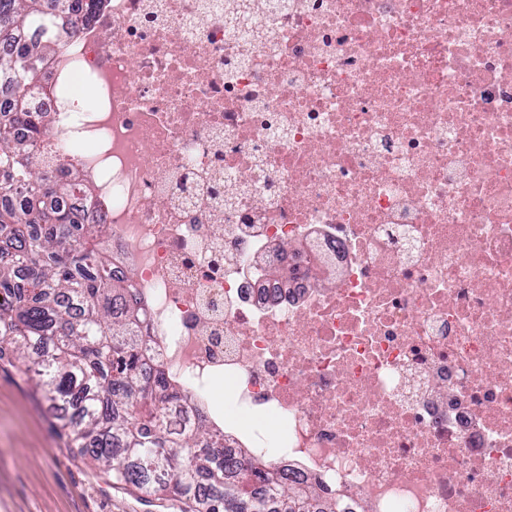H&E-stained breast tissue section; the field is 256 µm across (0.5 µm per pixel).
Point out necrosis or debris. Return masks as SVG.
Segmentation results:
<instances>
[{"mask_svg":"<svg viewBox=\"0 0 512 512\" xmlns=\"http://www.w3.org/2000/svg\"><path fill=\"white\" fill-rule=\"evenodd\" d=\"M40 135L147 373L348 512H512V0H44Z\"/></svg>","mask_w":512,"mask_h":512,"instance_id":"obj_1","label":"necrosis or debris"}]
</instances>
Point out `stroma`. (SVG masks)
<instances>
[{
    "label": "stroma",
    "instance_id": "stroma-1",
    "mask_svg": "<svg viewBox=\"0 0 512 512\" xmlns=\"http://www.w3.org/2000/svg\"><path fill=\"white\" fill-rule=\"evenodd\" d=\"M58 411L13 360H0V512H186L180 498L112 486L56 432Z\"/></svg>",
    "mask_w": 512,
    "mask_h": 512
}]
</instances>
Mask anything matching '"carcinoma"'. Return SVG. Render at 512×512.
I'll return each mask as SVG.
<instances>
[{"mask_svg":"<svg viewBox=\"0 0 512 512\" xmlns=\"http://www.w3.org/2000/svg\"><path fill=\"white\" fill-rule=\"evenodd\" d=\"M43 15V0H0V77L9 78L15 120L40 131L28 110V91L51 57L48 43L27 36ZM0 231L8 233L12 263H0V359L9 354L33 374L35 386L71 407L56 417L73 447L115 484L148 495L174 492L193 512H344L317 488L288 484L257 460L240 480L239 462L224 456L222 439L200 426L186 433L160 405L180 398L164 373L142 374L150 340L143 308L129 281L112 273L108 256L81 250L98 224H79L70 212L48 208L49 196L88 191L76 174L64 181L42 175L23 145L0 129ZM27 270L26 292L14 266Z\"/></svg>","mask_w":512,"mask_h":512,"instance_id":"cac0c4a2","label":"carcinoma"}]
</instances>
